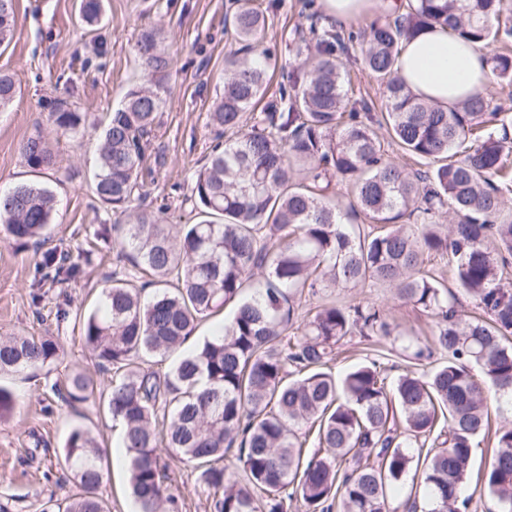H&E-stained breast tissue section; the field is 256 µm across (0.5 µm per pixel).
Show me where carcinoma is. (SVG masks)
<instances>
[{
    "label": "carcinoma",
    "instance_id": "obj_1",
    "mask_svg": "<svg viewBox=\"0 0 512 512\" xmlns=\"http://www.w3.org/2000/svg\"><path fill=\"white\" fill-rule=\"evenodd\" d=\"M505 0H406L403 16H381L357 31L308 15V29L292 31L296 61L288 84L258 115L267 89L268 50L262 47L275 0L260 9L236 0L224 18L238 49L224 60V93L212 124L228 134L195 172L192 194L201 214L178 231L141 207L142 177L171 59L161 28L142 29L134 52L145 83L131 87L102 134L94 191L112 207L103 225L121 257L155 288L149 299L112 272L103 306L83 323V340L98 365L112 372L100 399L123 428V455L139 512H181L168 492L171 477L159 449L191 464L195 485L211 512H417L416 503H389V491L424 453L429 512H469L472 450L491 429V407L512 400V285L503 269L512 257V114L489 111L474 95L445 110L415 95L398 76L403 41L443 26L486 48L512 34L502 19ZM102 0H80L83 20L100 17ZM14 0H0V44L15 28ZM359 44L363 63L383 86L385 112L355 95L340 72L338 54ZM493 73L512 83V55L492 57ZM15 83L0 74V109ZM57 130L75 134L81 113L52 102ZM386 126L388 137L376 128ZM397 147L420 161L410 169L390 157ZM33 173L54 165L40 134L22 145ZM353 197L358 223L348 225L330 198L336 186ZM447 210L448 223L435 217ZM55 196L37 182L0 195V225L15 242L46 239ZM435 257L455 263L459 288L485 315L464 320L455 295L426 268ZM44 278L67 283L79 259L48 249ZM261 287L248 293L254 274ZM384 284L399 300L437 319L431 345L409 356L418 365L434 353L448 360L430 371L393 379L385 357L361 363L340 380L330 371L336 345L359 334L391 335V325L369 305L329 298L325 290ZM322 297L301 334L288 326L302 316L303 295ZM233 303L230 322L167 371L150 367L181 350L200 322ZM61 352L46 337H0V372L46 366ZM479 367L481 375L473 373ZM66 397L85 402L95 389L82 374ZM16 407L0 386V421ZM317 450L303 451L310 433ZM494 456L482 477L497 512H512V427L494 432ZM236 450L229 472L224 457ZM62 466L79 487L64 500L49 496L42 512H106L99 448L71 431Z\"/></svg>",
    "mask_w": 512,
    "mask_h": 512
}]
</instances>
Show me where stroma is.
<instances>
[{"label": "stroma", "instance_id": "obj_1", "mask_svg": "<svg viewBox=\"0 0 512 512\" xmlns=\"http://www.w3.org/2000/svg\"><path fill=\"white\" fill-rule=\"evenodd\" d=\"M17 24L10 44L0 45V73L13 77L17 94L0 112V192L40 179L57 197L47 246L19 245L0 232V335L48 336L59 342L58 360L41 369L0 377L17 398L13 414L0 421V496H12L14 512H41L48 497L76 493L70 475L59 466L69 432L80 428L102 451L105 480L98 490L110 512H134L128 492L127 465L113 457L121 430L98 399L71 402L56 394L54 381L81 372L96 387L111 376L97 365L83 341L82 321L94 313L103 288L118 265L120 247L100 237L113 223L110 206L93 191L94 172L107 116L128 88L142 82L143 71L132 51L139 31L162 27L172 58L173 75L151 142L144 181L147 205L159 210L164 223L193 224L198 211L191 200L192 179L222 131L210 124L208 112L224 89V58L235 48L224 28V15L234 0H104L98 26L83 27L77 0H15ZM323 12L322 0H281L273 14L265 44L277 60L290 57L287 39L309 11ZM278 67L271 76L267 100H274L284 79ZM62 99L82 112L84 123L74 135L57 133L49 119L50 100ZM44 136L55 152L54 166L30 173L23 143ZM57 247L86 258L79 277L63 285L40 282L45 247ZM40 283V303L32 301V285ZM337 298L369 303L383 310L394 328L382 350L390 363L406 369L402 353L408 341L427 343L437 330L435 319L395 296L393 289L372 283L336 289ZM170 491L182 512H209L206 497L178 458L168 460Z\"/></svg>", "mask_w": 512, "mask_h": 512}]
</instances>
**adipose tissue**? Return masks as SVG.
Returning a JSON list of instances; mask_svg holds the SVG:
<instances>
[{"label":"adipose tissue","mask_w":512,"mask_h":512,"mask_svg":"<svg viewBox=\"0 0 512 512\" xmlns=\"http://www.w3.org/2000/svg\"><path fill=\"white\" fill-rule=\"evenodd\" d=\"M396 69L416 95L447 109L483 93L492 75L477 46L434 27L402 43Z\"/></svg>","instance_id":"adipose-tissue-1"}]
</instances>
